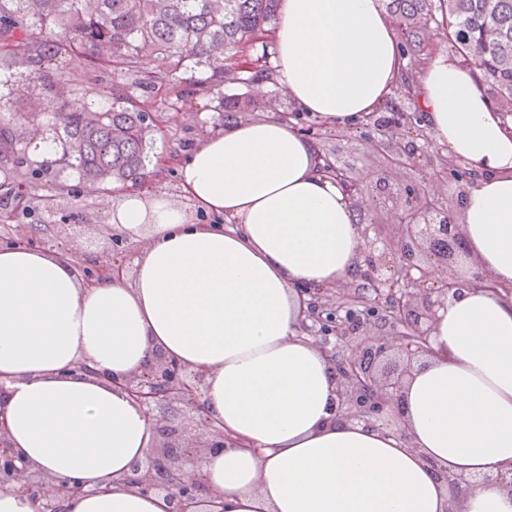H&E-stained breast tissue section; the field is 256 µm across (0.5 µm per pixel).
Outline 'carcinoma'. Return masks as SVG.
I'll list each match as a JSON object with an SVG mask.
<instances>
[{
	"label": "carcinoma",
	"mask_w": 512,
	"mask_h": 512,
	"mask_svg": "<svg viewBox=\"0 0 512 512\" xmlns=\"http://www.w3.org/2000/svg\"><path fill=\"white\" fill-rule=\"evenodd\" d=\"M408 58L398 95L415 104L417 76L441 43L486 87L494 106L512 117V0H384ZM278 0H0V220L15 204L47 207L64 197L67 181H141L155 153L157 119L144 97L180 71L203 77L192 93L222 84L273 79L271 30ZM86 55L113 74L112 96L80 111L51 97L57 83L75 84L66 69L42 70L60 47ZM157 55L154 70H139L140 54ZM24 105L19 112L15 104ZM249 98L227 94L224 112H255ZM51 132L61 153L43 176L57 186L39 195V178L20 176L33 141L23 130Z\"/></svg>",
	"instance_id": "carcinoma-1"
}]
</instances>
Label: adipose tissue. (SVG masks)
<instances>
[{
  "label": "adipose tissue",
  "mask_w": 512,
  "mask_h": 512,
  "mask_svg": "<svg viewBox=\"0 0 512 512\" xmlns=\"http://www.w3.org/2000/svg\"><path fill=\"white\" fill-rule=\"evenodd\" d=\"M273 42L279 86L332 127L377 111L406 66L383 0H281ZM414 93L433 139L474 174L453 193L470 258L495 287L438 310L435 357L406 381L401 413L377 423L335 416L334 370L297 335L300 286L359 279L364 214L279 118L204 137L178 164L180 199L115 191L112 223L147 239L120 279L82 281L81 239L65 256L0 248V409L26 460L92 488L69 512H167L164 495L118 485L153 425L95 376L124 377L159 350L206 372V413L245 442L190 465L224 512H446L436 469L512 464V120L451 55ZM191 207L217 224L191 221ZM456 500L458 512H512L495 485Z\"/></svg>",
  "instance_id": "1"
}]
</instances>
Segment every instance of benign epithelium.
Listing matches in <instances>:
<instances>
[{
	"label": "benign epithelium",
	"instance_id": "obj_1",
	"mask_svg": "<svg viewBox=\"0 0 512 512\" xmlns=\"http://www.w3.org/2000/svg\"><path fill=\"white\" fill-rule=\"evenodd\" d=\"M390 132L398 134L401 150L383 154L388 176L423 158L434 162L442 157L420 129L412 114H405ZM385 202L397 212V221L383 246L371 237L375 225H361L366 269L361 278L374 291L363 302L365 313L358 321L348 317L325 318L315 310L324 288L302 287L305 310L300 330L319 332L312 342L326 350L334 336L352 350L348 358L333 360L339 376L337 413L349 419L376 417L399 400L406 377L421 358L434 354L430 335L437 308L449 295L470 286L489 287L487 275L475 267L470 277L457 267L469 254L461 225L457 223L456 201L448 193L406 186L387 193ZM112 249L98 252L91 265L78 263L87 281L120 266L125 237L112 229ZM388 323L393 334L382 336L378 324ZM128 395L145 410L156 435L148 455L132 468V475L119 479L127 489L141 494H163L170 512H207L208 493L196 473L186 464L201 459L215 448L231 447L237 441L224 434V427L204 415L202 398L208 385L206 373L157 352L141 372H132L122 382ZM0 409V488L19 487L37 505L38 512H66L65 503L80 495L100 493L84 485L66 482L50 485L52 478L14 452L4 428ZM448 486L495 484L512 492V467L481 476L453 472L441 474Z\"/></svg>",
	"mask_w": 512,
	"mask_h": 512
}]
</instances>
